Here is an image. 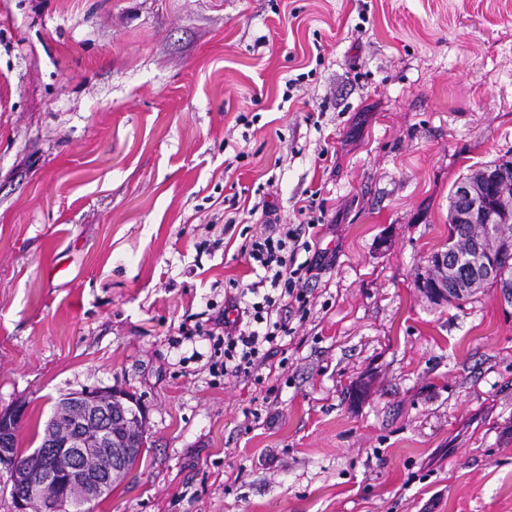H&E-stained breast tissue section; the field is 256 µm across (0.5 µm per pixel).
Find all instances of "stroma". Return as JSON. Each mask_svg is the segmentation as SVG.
<instances>
[{"instance_id":"1","label":"stroma","mask_w":512,"mask_h":512,"mask_svg":"<svg viewBox=\"0 0 512 512\" xmlns=\"http://www.w3.org/2000/svg\"><path fill=\"white\" fill-rule=\"evenodd\" d=\"M365 25L358 34L357 25ZM512 158V0H0V408L112 386L148 449L85 512H512V304L418 288ZM330 262L258 378L171 340L275 221Z\"/></svg>"}]
</instances>
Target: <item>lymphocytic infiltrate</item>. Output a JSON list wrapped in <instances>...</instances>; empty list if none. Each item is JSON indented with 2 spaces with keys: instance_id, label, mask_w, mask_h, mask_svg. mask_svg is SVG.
Segmentation results:
<instances>
[{
  "instance_id": "lymphocytic-infiltrate-1",
  "label": "lymphocytic infiltrate",
  "mask_w": 512,
  "mask_h": 512,
  "mask_svg": "<svg viewBox=\"0 0 512 512\" xmlns=\"http://www.w3.org/2000/svg\"><path fill=\"white\" fill-rule=\"evenodd\" d=\"M299 212L306 215V224L270 222L244 244L258 271L255 280L226 296L223 308L208 313L204 321L179 326L175 345L197 337L211 341L213 376L252 377L270 357V344L289 331L287 320L279 316L285 304L305 308L306 286L324 267L326 255L312 252L303 239L306 230L319 224L313 205L301 206Z\"/></svg>"
}]
</instances>
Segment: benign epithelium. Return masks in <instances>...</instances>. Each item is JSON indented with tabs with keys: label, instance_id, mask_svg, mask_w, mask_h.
I'll return each instance as SVG.
<instances>
[{
	"label": "benign epithelium",
	"instance_id": "benign-epithelium-1",
	"mask_svg": "<svg viewBox=\"0 0 512 512\" xmlns=\"http://www.w3.org/2000/svg\"><path fill=\"white\" fill-rule=\"evenodd\" d=\"M460 193L474 203L465 212H452L453 221L484 225L486 238L473 245L477 267L468 280L454 278L445 254L431 257L432 274L438 281L431 283L428 295L439 302L448 301L453 294L478 291L500 264L512 262V231L497 218L512 209V199L506 205L484 200L469 184L462 185ZM24 414L21 404L0 409V471L13 481L21 473H37L52 484L56 491L43 500L41 512H71V508L111 490L123 475L113 461L129 451L127 445L145 433L147 423L144 406L120 389L95 387L69 393L56 405L49 427L52 441L28 455L20 466L9 439Z\"/></svg>",
	"mask_w": 512,
	"mask_h": 512
}]
</instances>
